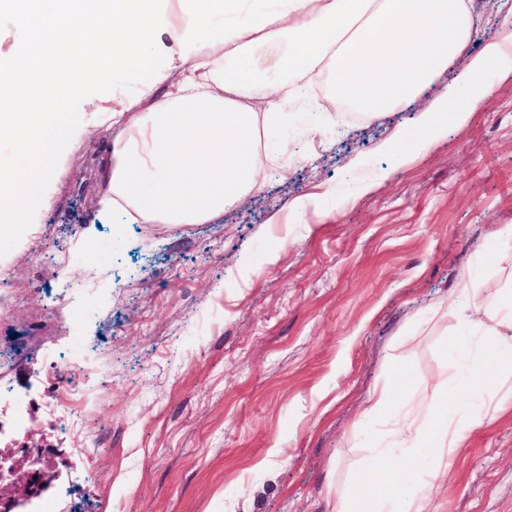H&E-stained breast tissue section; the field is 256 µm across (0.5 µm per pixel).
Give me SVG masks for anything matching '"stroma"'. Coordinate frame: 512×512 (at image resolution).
Listing matches in <instances>:
<instances>
[{
    "mask_svg": "<svg viewBox=\"0 0 512 512\" xmlns=\"http://www.w3.org/2000/svg\"><path fill=\"white\" fill-rule=\"evenodd\" d=\"M468 6L483 39L512 26V0ZM455 87L448 109L467 119L432 144L413 117L437 88L367 122H328L323 96L264 130L262 191L209 224L120 226L94 204L107 138L103 90L84 81L67 107L82 148L59 145L62 174L28 190L0 239L16 299L0 343L32 339L4 369L32 415L13 441L55 450L63 512H336L368 459L400 465L384 418L364 413L392 362L408 390L447 396L469 428L430 512H512V404L455 391V347L471 330L429 314L465 278L483 296L512 289V237L500 232L512 225V77ZM311 125L324 132L309 140ZM398 128L392 154L377 152ZM406 152L416 161L396 166ZM363 177L376 186L360 196ZM318 184L329 190L319 212L271 223ZM41 224L81 247L67 272L29 255ZM105 245L108 265L95 254ZM48 351L112 373L88 409L92 434L62 444L36 376Z\"/></svg>",
    "mask_w": 512,
    "mask_h": 512,
    "instance_id": "35a3bbf8",
    "label": "stroma"
}]
</instances>
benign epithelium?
<instances>
[{
    "label": "benign epithelium",
    "instance_id": "7a95c632",
    "mask_svg": "<svg viewBox=\"0 0 512 512\" xmlns=\"http://www.w3.org/2000/svg\"><path fill=\"white\" fill-rule=\"evenodd\" d=\"M56 474L36 456L31 464L10 456L0 458V502L12 509H24L35 497L46 492Z\"/></svg>",
    "mask_w": 512,
    "mask_h": 512
}]
</instances>
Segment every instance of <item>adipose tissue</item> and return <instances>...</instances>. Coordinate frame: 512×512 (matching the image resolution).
Segmentation results:
<instances>
[{"mask_svg": "<svg viewBox=\"0 0 512 512\" xmlns=\"http://www.w3.org/2000/svg\"><path fill=\"white\" fill-rule=\"evenodd\" d=\"M0 9L24 36L23 51L0 65V136L21 161L20 171L0 172V238L12 234L29 187L57 173L58 145L78 138L66 107L85 78L81 60H94L90 76L103 87L117 72L144 76L136 103L116 97L104 109L116 135L100 168L99 212L124 224H206L259 187L262 126L308 107L304 92L315 77L325 78L337 108L374 118L404 108L480 41L466 0H0ZM481 43L457 84L489 69L512 75V29ZM451 96L444 89L417 112L426 142L465 121L447 112ZM473 295L458 289L431 313L452 310L470 326L480 349L460 345L456 388L478 398L496 384L512 292L478 305ZM398 388L391 380L367 400V414L386 420L384 442L422 440L451 457L467 430L452 422L447 403L422 397L418 429L395 404ZM360 482L364 491L345 512H430L429 487L398 497L393 471L379 461Z\"/></svg>", "mask_w": 512, "mask_h": 512, "instance_id": "1", "label": "adipose tissue"}]
</instances>
